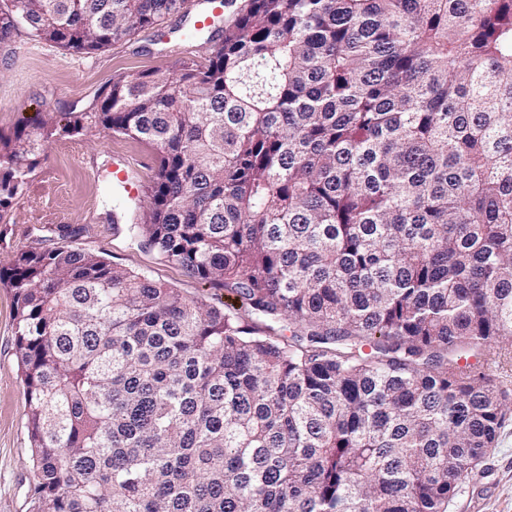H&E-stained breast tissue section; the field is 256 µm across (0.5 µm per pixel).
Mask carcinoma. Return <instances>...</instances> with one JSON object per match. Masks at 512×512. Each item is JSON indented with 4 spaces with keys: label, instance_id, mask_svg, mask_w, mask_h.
Masks as SVG:
<instances>
[{
    "label": "carcinoma",
    "instance_id": "1",
    "mask_svg": "<svg viewBox=\"0 0 512 512\" xmlns=\"http://www.w3.org/2000/svg\"><path fill=\"white\" fill-rule=\"evenodd\" d=\"M187 0H0V43L99 51ZM151 143L144 245L244 311L69 245L12 289L33 512H447L512 347V0H224L204 63L0 136Z\"/></svg>",
    "mask_w": 512,
    "mask_h": 512
}]
</instances>
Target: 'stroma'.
<instances>
[{
	"instance_id": "35a3bbf8",
	"label": "stroma",
	"mask_w": 512,
	"mask_h": 512,
	"mask_svg": "<svg viewBox=\"0 0 512 512\" xmlns=\"http://www.w3.org/2000/svg\"><path fill=\"white\" fill-rule=\"evenodd\" d=\"M182 23L175 15L89 54L61 48L19 26L10 40L0 43V135L11 136L46 112L99 111L114 79L204 62L210 45L185 43ZM117 154L138 160L143 185H152L156 150L146 142L98 126L50 141L21 194L0 214V268L8 267L20 251L48 248L53 229L68 225L79 231L74 240L79 248L176 288L186 298L217 308L238 306L230 292L142 247L135 230V200L112 180ZM14 312L12 291L0 285V512H31V440ZM479 469V477L463 483L449 501L448 512H512V395Z\"/></svg>"
}]
</instances>
